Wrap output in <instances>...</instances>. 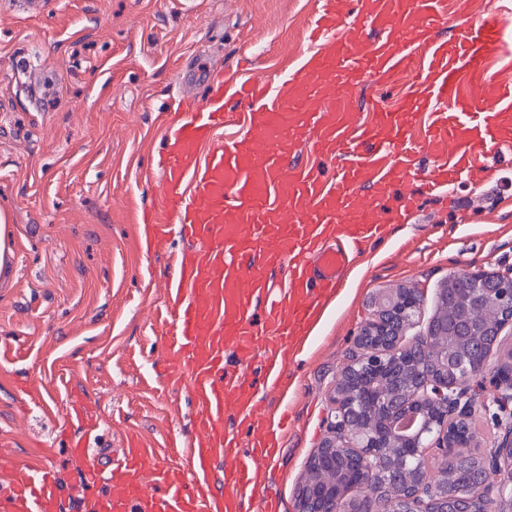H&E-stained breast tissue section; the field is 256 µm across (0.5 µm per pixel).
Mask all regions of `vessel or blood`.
I'll use <instances>...</instances> for the list:
<instances>
[{
  "instance_id": "b4317fda",
  "label": "vessel or blood",
  "mask_w": 512,
  "mask_h": 512,
  "mask_svg": "<svg viewBox=\"0 0 512 512\" xmlns=\"http://www.w3.org/2000/svg\"><path fill=\"white\" fill-rule=\"evenodd\" d=\"M512 27V0L455 22L445 0H317L307 48L278 82L204 67L188 74L208 97L166 115L157 162L163 208L144 209V252L162 251L171 226L187 248L167 286L173 368H184L196 435L176 462L158 463L136 439L124 448L78 441L87 488L79 512H280L259 496L261 465L281 445V419L262 410L244 374L260 359L279 385L362 246L418 213V195H441L512 144V87L484 78L493 47ZM409 84L400 111L363 115L354 82ZM244 105L243 134L213 146L228 102ZM312 148L313 161L297 158ZM433 166L417 172L416 152ZM289 263L278 286L268 275ZM234 351L239 371L224 368ZM234 409L247 439L227 431ZM224 460V491L213 483ZM0 453V512H64L53 463Z\"/></svg>"
}]
</instances>
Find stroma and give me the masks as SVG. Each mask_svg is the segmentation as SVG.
<instances>
[{
    "label": "stroma",
    "mask_w": 512,
    "mask_h": 512,
    "mask_svg": "<svg viewBox=\"0 0 512 512\" xmlns=\"http://www.w3.org/2000/svg\"><path fill=\"white\" fill-rule=\"evenodd\" d=\"M313 2L38 0L25 12L0 0V208L15 258L0 280V448L23 465L54 453L67 495L81 494L86 470L65 451L87 432L74 393L110 447L132 431L156 448L194 435L188 379L167 370L166 286L182 241L162 256L137 242L141 207L160 201L140 178L162 146L156 114L201 65L229 72L247 53L276 78L288 42L306 46L288 12L311 15ZM449 194L422 198L416 220L367 246L289 362L287 390L267 397L288 418L264 465L282 512H298L372 300L416 287L429 316L451 274L512 265V150Z\"/></svg>",
    "instance_id": "obj_1"
}]
</instances>
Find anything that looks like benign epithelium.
Masks as SVG:
<instances>
[{
	"label": "benign epithelium",
	"instance_id": "obj_1",
	"mask_svg": "<svg viewBox=\"0 0 512 512\" xmlns=\"http://www.w3.org/2000/svg\"><path fill=\"white\" fill-rule=\"evenodd\" d=\"M423 292L378 297L332 393L328 435L307 461L299 512H512V422L483 455L459 440L485 406L473 378L499 363L490 383L512 402V266L448 277L421 322ZM379 489L361 490L373 477Z\"/></svg>",
	"mask_w": 512,
	"mask_h": 512
}]
</instances>
